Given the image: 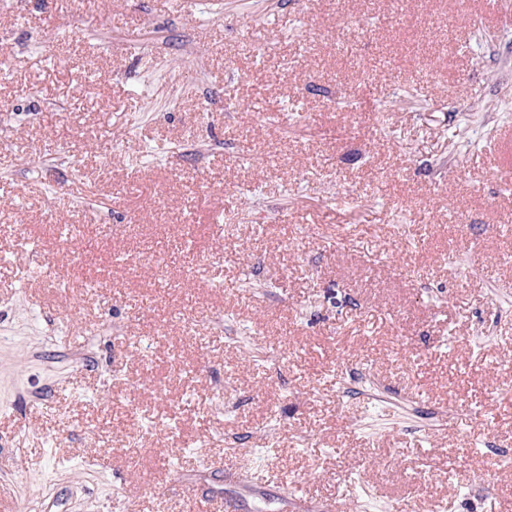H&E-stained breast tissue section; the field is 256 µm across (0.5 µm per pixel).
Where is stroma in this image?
<instances>
[{"label":"stroma","mask_w":512,"mask_h":512,"mask_svg":"<svg viewBox=\"0 0 512 512\" xmlns=\"http://www.w3.org/2000/svg\"><path fill=\"white\" fill-rule=\"evenodd\" d=\"M172 2L0 0V512H512V0Z\"/></svg>","instance_id":"obj_1"}]
</instances>
